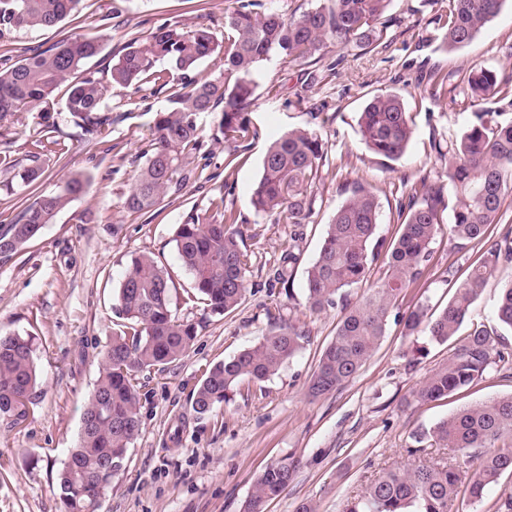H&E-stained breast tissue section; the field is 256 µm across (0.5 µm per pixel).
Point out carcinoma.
Here are the masks:
<instances>
[{
    "label": "carcinoma",
    "mask_w": 512,
    "mask_h": 512,
    "mask_svg": "<svg viewBox=\"0 0 512 512\" xmlns=\"http://www.w3.org/2000/svg\"><path fill=\"white\" fill-rule=\"evenodd\" d=\"M224 16V43L207 27H158L147 38H134L118 59L101 68L88 63L98 56L96 36L76 35L45 50H36L10 65L0 62V117L23 108L47 105L56 90L68 83L65 109L81 132L52 135L35 142L25 163L11 165L14 178L31 185L42 175L41 158L59 139L83 140L103 134L112 117L102 111L109 86L137 89L169 84V70L187 74L205 59L223 54L224 77L194 80L173 97V105L155 113L150 149L122 201L132 213L152 211L171 188L186 179L185 168L200 147L195 122L199 112L222 108L219 123L224 140L244 141L250 130L245 111L251 104L258 65L272 54L293 62L322 59L328 45L364 50L378 46L390 0H328L297 17L275 11H255L257 0H236ZM80 0H0V35L26 27H52L77 8ZM504 0H450L448 30L442 46L452 50L470 43L500 12ZM473 102L489 97L512 107V76L501 78L494 68L480 67L465 76ZM455 143H433L439 157L448 158V185L422 183L423 192L409 194L399 208L404 216L397 239L385 255L370 249L378 224V202L363 185L346 189L336 209L319 254L306 271L310 308L338 307L341 318L331 343L323 350L310 379L313 397L329 393L354 378L385 335L392 310L402 292L421 274L430 246L448 209L446 188L456 197L448 233L460 241L484 237L491 224L503 221L506 198L512 196V122L491 127L483 113ZM365 145L390 161L400 159L412 138V127L401 95H375L359 117ZM324 150L318 135L307 128L291 129L274 139L266 150L262 174L255 184L254 210L274 217L276 224H307L313 213L309 188L318 175ZM86 186L81 174L69 177L59 190L40 196L21 210L11 224L0 225V260L20 254L41 229ZM233 215L221 220L193 210L178 225L174 242L181 265L191 275L194 294L210 310L230 314L242 303L250 257L242 248V234ZM512 259V239L492 244L482 265L455 285L452 297L426 329L430 338L445 342L467 319L490 271L500 257ZM382 261V276L358 301L348 302L347 289L371 277L372 265ZM172 278L164 265L149 254L132 259L115 291L118 329L102 349L99 375L87 397L78 445L69 451L59 472L63 512H99L86 492V481L99 482L104 491L112 474L100 473L102 461L115 466L140 432L139 373L171 363L189 349L193 323L173 309ZM501 326L512 330V284L502 289L497 306ZM307 331L290 323L273 326L261 340L205 372L193 397L198 414L210 412L228 399L239 384L262 382L277 374L306 339ZM505 360L494 333L483 325L472 327L448 363L436 370L414 392L416 401H435L471 385L493 365ZM35 348L30 337L0 336V418L14 425L28 415L38 385ZM439 446L455 448L462 461L431 462L383 472L365 492L348 502L345 512H451L459 494L472 501L483 497L487 486L512 472V446H494L512 435V396L462 410L427 431ZM296 464L284 458L257 478L243 503V512H267L268 502L292 481Z\"/></svg>",
    "instance_id": "1"
}]
</instances>
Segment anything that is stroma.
Here are the masks:
<instances>
[{"label": "stroma", "mask_w": 512, "mask_h": 512, "mask_svg": "<svg viewBox=\"0 0 512 512\" xmlns=\"http://www.w3.org/2000/svg\"><path fill=\"white\" fill-rule=\"evenodd\" d=\"M449 0H390L389 25L379 46L365 53L330 48L336 72L305 82L312 62H286L271 55L259 67L254 102L246 113L258 135L247 147L224 140L220 112L196 116L201 149L192 156L194 175L170 191L148 214L122 207L139 155L151 138L157 111L170 105L169 90H108L112 124L94 148L65 139L42 158L44 173L32 186L3 189L8 162L20 160L51 128L73 130L56 91L50 111L27 108L0 119V224L13 221L21 202L58 190L75 173L88 179L84 194L46 225L27 247L0 263V336H31L41 376L29 415L21 424L0 419V512H61L58 473L77 445L86 398L97 377L101 350L117 321L115 289L140 254L153 255L170 272L173 305L192 320L197 336L188 352L141 375V431L112 478L99 512H241L255 480L282 458L297 460L292 482L268 512H298L308 503L317 512H344L384 470L408 463V449L420 461H449L453 449L437 447L424 430L461 409L512 395V333L498 347L506 356L479 380L440 400L420 403L412 393L445 365L460 344L408 335L400 317L416 307L438 314L452 295L450 284L483 260L506 225L494 224L483 240L462 243L440 232L420 278L398 300L396 315L359 373L336 391L309 396L308 382L322 351L336 333L339 309L311 311L306 270L317 257L325 230L345 195L342 184L359 182L379 203L374 241L386 250L398 236L397 212L408 188L421 178L436 181L446 164L432 141L459 140L483 112L489 124L512 121V110L495 99L473 104L463 80L476 67L512 75V0L467 46L445 52ZM228 0H81L76 11L53 28H22L0 36V57L20 59L78 34L102 39L96 64L121 55L131 38H146L165 23L210 28L224 34ZM448 78L451 94L435 95L430 72ZM402 95L412 139L392 162L371 153L359 133L366 103L380 93ZM314 130L324 158L312 188L310 223H274L256 214L251 194L262 159L274 137L293 128ZM223 199L237 218L251 256L245 298L229 315L211 313L203 301H188L193 288L173 238L191 210ZM295 239V264L288 283H275L281 251ZM512 283V261L499 262L472 304L468 323L496 328L500 292ZM308 332L303 347L264 382H245L226 402L205 415L192 410V394L206 369L254 346L279 323Z\"/></svg>", "instance_id": "1"}]
</instances>
